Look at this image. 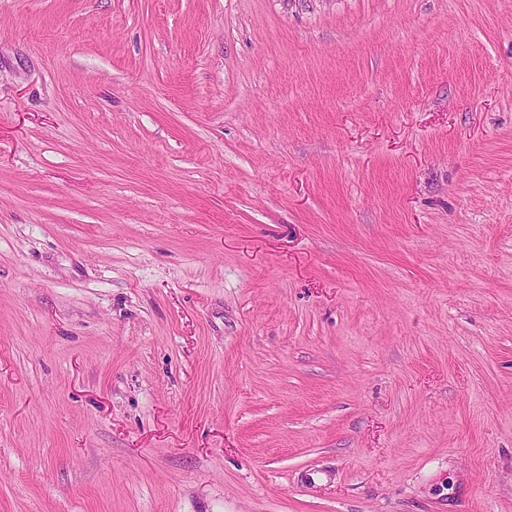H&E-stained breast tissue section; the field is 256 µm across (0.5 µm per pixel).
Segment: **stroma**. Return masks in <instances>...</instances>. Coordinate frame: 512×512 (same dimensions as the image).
Segmentation results:
<instances>
[{"mask_svg": "<svg viewBox=\"0 0 512 512\" xmlns=\"http://www.w3.org/2000/svg\"><path fill=\"white\" fill-rule=\"evenodd\" d=\"M0 512H512V0H0Z\"/></svg>", "mask_w": 512, "mask_h": 512, "instance_id": "stroma-1", "label": "stroma"}]
</instances>
